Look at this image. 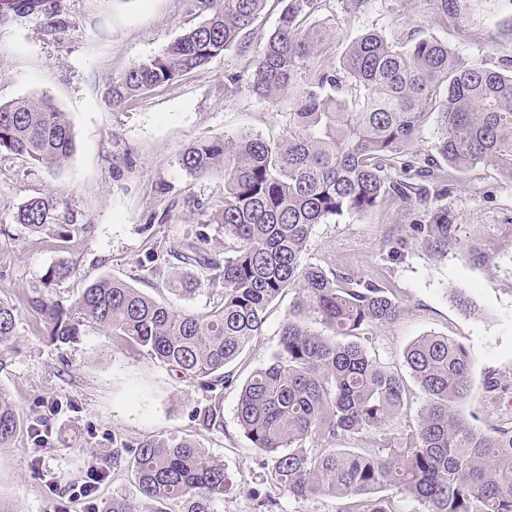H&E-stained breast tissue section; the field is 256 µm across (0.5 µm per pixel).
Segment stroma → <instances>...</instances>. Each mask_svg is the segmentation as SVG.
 Here are the masks:
<instances>
[{
    "label": "stroma",
    "mask_w": 512,
    "mask_h": 512,
    "mask_svg": "<svg viewBox=\"0 0 512 512\" xmlns=\"http://www.w3.org/2000/svg\"><path fill=\"white\" fill-rule=\"evenodd\" d=\"M427 12L426 0H374L351 18L340 0H322L318 16L346 42L368 31L394 41L414 31L447 43L468 62L512 59V36L500 27L512 17V0H467L457 28L427 25ZM209 13L201 0H39L23 17L0 5V103L49 97L67 113L75 140L72 156L52 172L0 152V301L18 311L0 389L25 419L48 402L58 404L43 444L22 428L0 446V505L8 512H54L61 502L66 512H89L87 500L64 501L60 493L81 482L94 461L109 466L97 501L132 494L129 472L110 465L112 451L160 434L193 439L223 461L231 486L218 512H256L251 488L270 495L283 512L335 510L333 500L298 502L262 483L261 456L237 419L241 387L276 350L290 296L271 305L262 334L228 365L229 383L212 392L95 330L70 344L53 342L44 312L30 303L41 297L70 306L88 284L111 275L177 310L210 307L209 294L175 296L137 265L157 248L180 251L201 230L211 242L223 240V229L201 211L221 200L223 180L191 179L178 158L189 144L222 134L280 133L282 117L245 83L254 52L231 47L205 68L119 106L108 96L113 75L162 53ZM52 17L60 29L48 28ZM231 74L240 76L238 86H226ZM40 194L56 199L59 225L35 231L15 223L17 207ZM441 207L454 232L447 251L437 253L411 227ZM306 256L396 289L401 315L374 329L368 343L382 363L405 372L404 349L427 334L460 341L472 359L465 416L483 430L512 419L511 179L479 165L459 174L447 196L315 225ZM62 262L69 275L45 281L47 270ZM458 289L477 314L460 311ZM215 403L223 413L216 430L196 418Z\"/></svg>",
    "instance_id": "35a3bbf8"
}]
</instances>
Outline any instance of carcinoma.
<instances>
[{
	"label": "carcinoma",
	"mask_w": 512,
	"mask_h": 512,
	"mask_svg": "<svg viewBox=\"0 0 512 512\" xmlns=\"http://www.w3.org/2000/svg\"><path fill=\"white\" fill-rule=\"evenodd\" d=\"M211 13L165 51L112 78L120 104L200 69L233 46L250 47L266 0H205ZM321 0H284L277 24L254 50L249 89L284 113L278 137L224 135L185 147L179 164L194 179L218 175L224 195L212 219L224 228L220 251L200 232L181 252L202 275L173 276L150 254L141 270L179 294L219 298L185 312L104 276L65 308L42 303L52 340L66 344L95 327L208 391L224 367L260 334L268 307L293 301L272 360L243 384L237 419L262 455L265 480L307 501L330 498L336 512H398L401 497L418 512H512V422L483 432L460 410L471 389L467 347L429 334L403 352L426 403L392 437L410 406L406 380L364 345L373 327L403 308L392 289L365 276L305 260L313 227L361 215L395 200H426L434 184L448 194L455 175L478 164L512 179V59L464 62L432 37L393 43L366 33L337 51L335 30L316 20ZM428 25H459L463 0H427ZM435 119L443 163L420 159L422 128ZM0 150L48 170L74 151L66 113L44 96L0 104ZM424 165H419V161ZM52 196L31 197L14 220L32 229L56 221ZM448 209L413 228L434 251L448 248ZM16 307L0 302V348L16 336ZM21 426L0 389V445ZM131 468L136 495L156 512H215L230 477L223 461L189 439L150 436L112 449V466ZM100 512H137L115 496Z\"/></svg>",
	"instance_id": "obj_1"
}]
</instances>
